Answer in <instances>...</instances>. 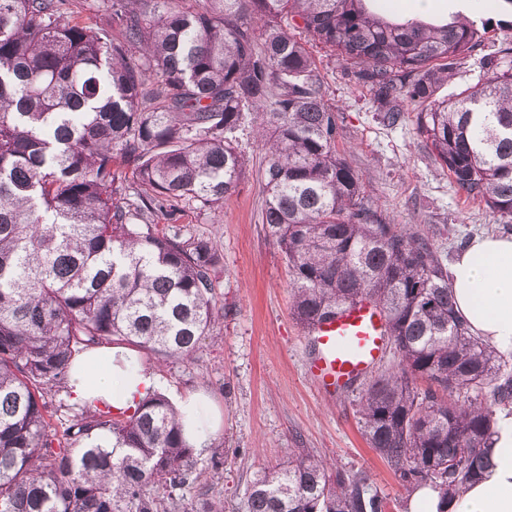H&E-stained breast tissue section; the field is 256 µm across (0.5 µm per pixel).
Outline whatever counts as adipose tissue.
I'll return each instance as SVG.
<instances>
[{"mask_svg":"<svg viewBox=\"0 0 512 512\" xmlns=\"http://www.w3.org/2000/svg\"><path fill=\"white\" fill-rule=\"evenodd\" d=\"M455 309L470 331L501 354L512 353V235H476L448 265ZM68 387L74 402L136 406L161 389L155 373L143 370L133 350L94 348L79 357ZM184 437L198 451L210 446L217 415L196 395L180 397ZM483 475L455 496L448 512H512V416L500 419L488 443Z\"/></svg>","mask_w":512,"mask_h":512,"instance_id":"adipose-tissue-1","label":"adipose tissue"}]
</instances>
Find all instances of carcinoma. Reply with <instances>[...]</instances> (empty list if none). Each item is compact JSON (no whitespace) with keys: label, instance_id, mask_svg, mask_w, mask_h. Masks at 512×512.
I'll use <instances>...</instances> for the list:
<instances>
[{"label":"carcinoma","instance_id":"1","mask_svg":"<svg viewBox=\"0 0 512 512\" xmlns=\"http://www.w3.org/2000/svg\"><path fill=\"white\" fill-rule=\"evenodd\" d=\"M65 2L0 0V512H181L195 461L165 395L80 406L51 435L46 396L89 348L186 357L219 323L218 247L177 224L235 192L247 129L297 323L363 298L384 313L398 362L363 384L369 447L408 489L446 498L479 479L512 415V364L458 321L438 248L367 204L294 30L355 66L387 125L423 107L454 187L509 225L512 66L435 99L487 27L391 21L382 0H112L114 33L65 18ZM126 163L139 204L118 199ZM368 485L307 452L262 470L246 512H388Z\"/></svg>","mask_w":512,"mask_h":512}]
</instances>
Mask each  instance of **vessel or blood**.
Here are the masks:
<instances>
[{"label":"vessel or blood","mask_w":512,"mask_h":512,"mask_svg":"<svg viewBox=\"0 0 512 512\" xmlns=\"http://www.w3.org/2000/svg\"><path fill=\"white\" fill-rule=\"evenodd\" d=\"M384 320L369 302L345 309L311 332L315 352L309 371L319 386L332 393L369 374L385 352Z\"/></svg>","instance_id":"b4317fda"}]
</instances>
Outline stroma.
I'll use <instances>...</instances> for the list:
<instances>
[{
	"mask_svg": "<svg viewBox=\"0 0 512 512\" xmlns=\"http://www.w3.org/2000/svg\"><path fill=\"white\" fill-rule=\"evenodd\" d=\"M390 2L400 18L460 15L488 23L484 41L440 83L438 98L475 84L479 60L499 61L502 49L512 46V13L503 0ZM301 38L324 78L326 101L339 111L337 147L361 175L374 210L432 240L445 263L471 234L503 232L498 214L456 191L419 129L417 107L406 106L398 125H386L372 91L356 81L350 67L312 34ZM241 144L247 167L236 192L221 205L189 215L182 227L184 236L209 237L218 245L223 260L216 303L224 318L188 357L163 362L137 355L159 375L167 398L201 391L222 414L208 450L194 455L198 478L183 488L182 504L189 512L209 499L223 502L224 512H242L258 471L307 450L337 469L366 471L371 490L388 499L390 512H406L400 480L361 435L358 390L328 396L306 369L310 338L291 313L288 269L261 221L258 171L265 150L252 138Z\"/></svg>",
	"mask_w": 512,
	"mask_h": 512,
	"instance_id": "stroma-1",
	"label": "stroma"
}]
</instances>
